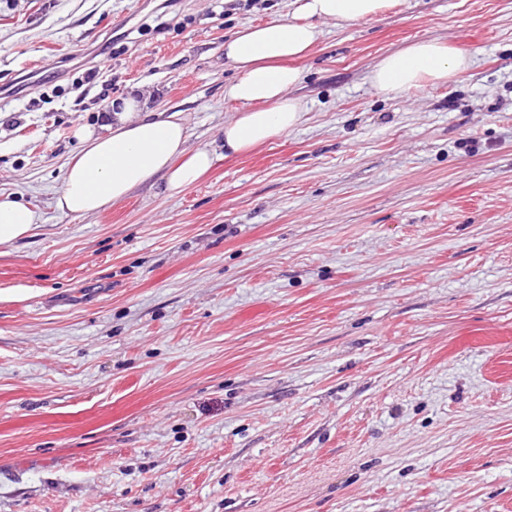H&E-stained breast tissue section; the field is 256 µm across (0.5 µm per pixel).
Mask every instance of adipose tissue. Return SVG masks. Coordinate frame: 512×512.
Returning <instances> with one entry per match:
<instances>
[{
    "instance_id": "1",
    "label": "adipose tissue",
    "mask_w": 512,
    "mask_h": 512,
    "mask_svg": "<svg viewBox=\"0 0 512 512\" xmlns=\"http://www.w3.org/2000/svg\"><path fill=\"white\" fill-rule=\"evenodd\" d=\"M398 0H292L288 19H272L239 29L224 44L226 60L237 78L225 85L226 100L241 109L224 125V150L243 153L296 128L306 105L292 94L300 80L294 60L305 57L321 40V21L350 24L374 18ZM469 65L447 43L428 39L383 55L369 73L383 92L448 82ZM145 100L131 91L113 101L102 132L82 130V147L66 167L56 208L87 215L124 200L136 187L160 179L174 194L200 180L211 168L215 151L189 149L188 127L181 113L161 119L145 116ZM40 213L13 194L0 193V244L30 236Z\"/></svg>"
}]
</instances>
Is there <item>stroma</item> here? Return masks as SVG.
<instances>
[{"label":"stroma","mask_w":512,"mask_h":512,"mask_svg":"<svg viewBox=\"0 0 512 512\" xmlns=\"http://www.w3.org/2000/svg\"><path fill=\"white\" fill-rule=\"evenodd\" d=\"M289 0H0V512H512V0L322 22L288 134L55 207L139 87L221 147L224 42ZM470 64L387 94L384 54ZM41 222L40 213L13 194L0 193V244L30 236Z\"/></svg>","instance_id":"obj_1"}]
</instances>
